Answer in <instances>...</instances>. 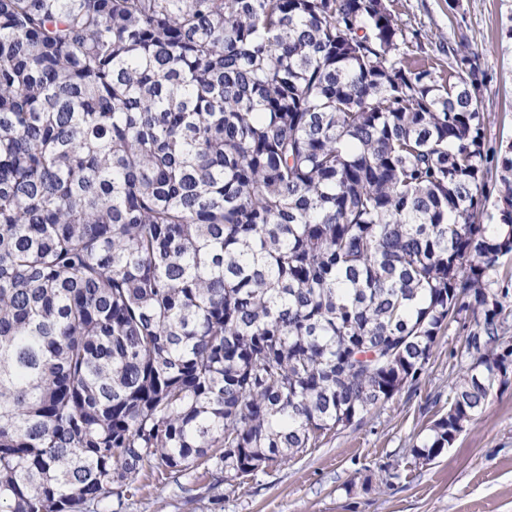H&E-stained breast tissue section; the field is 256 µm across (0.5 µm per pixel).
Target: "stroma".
Returning a JSON list of instances; mask_svg holds the SVG:
<instances>
[{"label": "stroma", "instance_id": "stroma-1", "mask_svg": "<svg viewBox=\"0 0 512 512\" xmlns=\"http://www.w3.org/2000/svg\"><path fill=\"white\" fill-rule=\"evenodd\" d=\"M397 10L408 28L443 41L460 30L485 47L482 66L497 90L484 101L493 117L487 136L494 143L512 138V40L502 32L512 0H398ZM461 343L450 327L417 385L360 425L335 430L317 447L233 485L212 488L201 469L175 478L144 468L123 512H512V383L494 390L485 411L431 464L409 453L447 405ZM384 470L394 474L390 485L363 489L366 476Z\"/></svg>", "mask_w": 512, "mask_h": 512}]
</instances>
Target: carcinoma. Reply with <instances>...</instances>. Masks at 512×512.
Wrapping results in <instances>:
<instances>
[{"instance_id": "1", "label": "carcinoma", "mask_w": 512, "mask_h": 512, "mask_svg": "<svg viewBox=\"0 0 512 512\" xmlns=\"http://www.w3.org/2000/svg\"><path fill=\"white\" fill-rule=\"evenodd\" d=\"M481 58L386 0H0V512L286 463L455 323L452 446L512 363Z\"/></svg>"}]
</instances>
